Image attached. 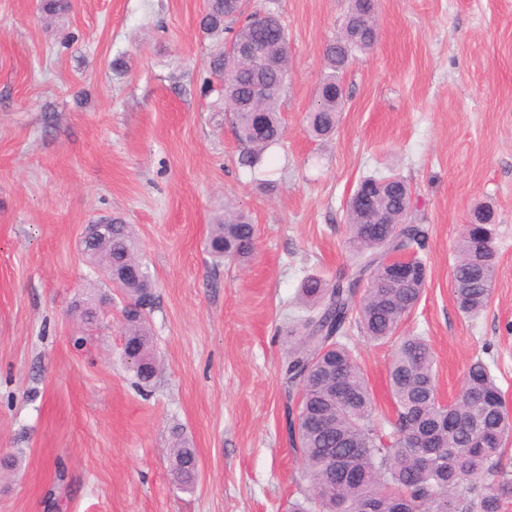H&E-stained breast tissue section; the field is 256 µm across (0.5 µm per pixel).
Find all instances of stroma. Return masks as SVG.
<instances>
[{"mask_svg": "<svg viewBox=\"0 0 512 512\" xmlns=\"http://www.w3.org/2000/svg\"><path fill=\"white\" fill-rule=\"evenodd\" d=\"M276 12L291 70L285 126L260 178L206 61L205 0H0V512H288L307 487L288 440L285 334L310 274L350 273L346 208L358 182L393 173L427 225L428 280L402 334L423 333L439 394L482 358L512 404V0H378L379 40L344 76L335 134L306 126L326 45L350 0H244ZM233 202L259 236L243 267L213 265L209 226ZM491 205L498 272L475 320L456 306V245ZM118 216L158 294L163 370L140 391L122 358L120 296L93 324L71 315L94 275L85 225ZM350 343L380 416L394 414L388 347ZM181 428L193 490L167 452Z\"/></svg>", "mask_w": 512, "mask_h": 512, "instance_id": "35a3bbf8", "label": "stroma"}]
</instances>
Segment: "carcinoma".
Returning a JSON list of instances; mask_svg holds the SVG:
<instances>
[{"label":"carcinoma","instance_id":"carcinoma-1","mask_svg":"<svg viewBox=\"0 0 512 512\" xmlns=\"http://www.w3.org/2000/svg\"><path fill=\"white\" fill-rule=\"evenodd\" d=\"M71 9V0H43L47 16ZM243 15L242 0H206L200 19L208 35L230 34L207 62L222 83L224 111L232 113L239 164L256 171L265 153L279 144L283 124L279 97L288 78L290 59L285 28L275 13L265 23ZM378 38L376 0H351L343 33L324 49V66L315 100L306 114L310 133L328 138L336 132L345 103L343 74L356 53L370 51ZM250 43L275 59L273 67L254 70L235 53ZM270 87L262 100L250 97L255 81ZM377 191L378 207L388 223L370 224L365 213L347 206L348 247L354 273L334 280L306 277L299 289L303 314L288 330V351L281 363L287 399L298 396L296 423L290 439L303 461L308 489L291 503L289 512H503L512 503V466L502 463L512 441L502 391L487 363L474 360L460 396L450 404L437 399L434 355L422 336H400L399 327L423 295L428 271L420 251L427 228L411 218V191L395 174L363 178L354 193ZM452 270L459 311L478 317L490 304L497 266V249L488 207L473 211ZM257 228L243 210L229 204L210 225L207 250L215 262L242 264L255 253ZM389 254H407L414 285L402 288L384 280L378 261ZM88 264L139 262L132 225L112 218L111 234L87 247ZM124 294L135 301L157 294L149 272L124 281ZM355 327L369 340L390 345L388 386L395 417L375 418L373 393L355 351L343 342ZM135 345L126 362L138 385L150 387L160 371L149 315L123 325ZM170 451L172 472L190 488L195 482L197 455L188 440L174 434ZM347 460L348 472L336 468ZM492 482L479 492L473 482L484 473Z\"/></svg>","mask_w":512,"mask_h":512}]
</instances>
